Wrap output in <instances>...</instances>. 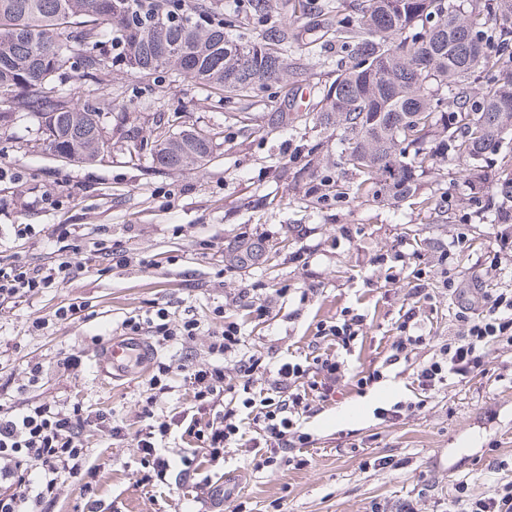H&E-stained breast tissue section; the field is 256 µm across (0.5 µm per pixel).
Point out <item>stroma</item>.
Returning <instances> with one entry per match:
<instances>
[{"label":"stroma","instance_id":"35a3bbf8","mask_svg":"<svg viewBox=\"0 0 512 512\" xmlns=\"http://www.w3.org/2000/svg\"><path fill=\"white\" fill-rule=\"evenodd\" d=\"M288 53L304 67L302 80L288 79L236 105L219 104L212 89L168 70L147 79L115 70L93 89L71 80L62 93L72 103L92 90L109 110L105 150L90 164L52 155L40 118L0 100V255L47 267L66 254L52 236L57 225H77L91 240L104 224L129 256L120 268L98 260L0 309V396L18 406L49 400L106 411L133 433L142 426L140 402L152 369L134 370L109 387L92 368L97 337L118 332L129 316L162 307L173 324L196 319L195 336L157 344L158 358L207 364L219 329L213 310L223 307L225 317L242 326L244 356L262 362L253 383L266 388L281 362L312 353L316 325L346 307L367 316L349 363L357 371L382 365L411 276L406 270L388 276L376 255L414 252L430 266L424 327L436 342L457 330L456 298L441 272L458 288L512 286V238L501 239L499 225L467 222L472 207L457 169L393 205L331 200L312 207L304 201V183H291L288 173L301 167L302 145L317 138L306 131L304 115L317 112L344 50L332 35L304 29ZM281 112L287 123H278ZM165 120L171 132L191 129L212 138L205 165L164 170L137 154L136 137H154ZM445 194L455 200L449 223L421 205ZM45 195L53 205L42 203ZM17 224L32 225L34 235L15 238ZM242 237L265 242L259 264L239 268L230 260L229 243ZM247 288L272 297L267 321L247 317ZM71 303L85 305L86 317L55 320L54 310ZM37 319L44 329H33ZM72 353L81 355V366L65 365ZM427 356L417 350L366 392L350 386L333 401L314 403L303 423L311 435L301 451L306 466L258 473L246 465V448L228 449L212 471L214 481L226 485L224 512H397L407 502L418 512H436L452 475L472 474L478 494L493 479L512 480V384L504 380L512 372V351L492 350L487 375L466 384L448 380L424 399L413 372ZM31 361L42 364L43 376L27 389ZM409 400L421 406L400 419L376 414ZM163 445L172 465L163 483L145 487L129 442L107 448L98 435L88 437L104 512H206L205 496L185 497L192 480L176 463L185 448L180 428ZM379 457L391 458L392 466L374 467ZM495 458L506 466L493 474L488 463Z\"/></svg>","mask_w":512,"mask_h":512}]
</instances>
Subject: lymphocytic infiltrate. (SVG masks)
Wrapping results in <instances>:
<instances>
[{
	"label": "lymphocytic infiltrate",
	"instance_id": "f902f5d3",
	"mask_svg": "<svg viewBox=\"0 0 512 512\" xmlns=\"http://www.w3.org/2000/svg\"><path fill=\"white\" fill-rule=\"evenodd\" d=\"M99 233V247L90 252L76 228L58 225L54 235L67 242L69 256L50 267L1 258L0 304L66 281L96 259L123 263L125 256L113 247L109 228H100ZM426 278L424 268L413 270L409 288L413 305L397 326L398 336L390 345L383 367L350 373L343 355L352 350L365 322L364 314L350 309L316 328V339L332 341L334 351L316 354L306 363H282L273 386L259 391L254 390L250 381L261 367L255 359L239 367L244 377L242 386L231 384L223 362L240 353L244 344L242 329L239 323L225 320L222 308H215L214 314L223 324L214 332L210 348L214 355L222 357V364L199 367L186 359L175 365L162 362L157 366V374L148 381L150 389L159 390L164 376L183 373L193 389L195 408L209 413L204 421L191 418L184 429L191 440L189 452L180 457L184 474L196 478L197 488L212 487L208 466L223 460L226 449L242 440V425L246 422L251 423L254 431L250 440L253 470L273 473L289 462L303 466V459L291 455L293 449L305 447L310 441L309 433L301 429L300 412L313 402L329 400L347 383H354L357 390H366L383 378L386 367L408 359L410 353L420 348L430 350L414 373V382L422 392L435 391L451 378L467 383L484 375L491 348L512 347V288L483 292L481 311L459 306L455 314L457 332L436 345L423 334L419 321L420 309L429 298ZM198 328L193 319L170 325L168 312L163 308L145 318L128 317L121 324L123 333H148L166 341L194 336ZM228 394L233 395L236 405L220 410L219 403ZM155 403V398H146L141 408L144 426L130 438L125 436L122 426L113 424L108 413H91L78 405L67 409L46 401L19 410L0 403V512H51L59 489L72 478L83 485L88 498L87 512H99V502L94 497L98 469L90 463L85 444L90 432L107 440H131L142 465L140 483L154 484L169 467L159 445L171 431L169 421L156 419ZM443 512H512V481L496 482L487 493L477 494L468 477H459L448 491Z\"/></svg>",
	"mask_w": 512,
	"mask_h": 512
}]
</instances>
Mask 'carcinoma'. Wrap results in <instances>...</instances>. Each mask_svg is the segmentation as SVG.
Listing matches in <instances>:
<instances>
[{
  "mask_svg": "<svg viewBox=\"0 0 512 512\" xmlns=\"http://www.w3.org/2000/svg\"><path fill=\"white\" fill-rule=\"evenodd\" d=\"M171 0H0V94L14 110L42 120L60 153L89 163L101 153L105 103L72 104L58 94L72 73L96 84L116 66L142 76L177 72L221 93L227 103L293 73L283 47L294 37L302 0H250L251 14L280 10L279 23L242 41L230 32L237 15L219 17L214 0H178L188 25L156 27L152 16ZM336 38L346 60L324 91L314 127L341 131L338 164L327 173L325 142L304 145L293 173L312 182L306 201L386 203L414 197L428 179L444 180L442 164L458 167L480 224L512 223V176H498L488 195V155L512 133V0H336ZM499 20L489 31V20ZM478 83L476 91L471 84ZM159 168L201 164L212 140L192 130L159 134L136 145ZM240 267L266 253L263 241L230 246Z\"/></svg>",
  "mask_w": 512,
  "mask_h": 512,
  "instance_id": "carcinoma-1",
  "label": "carcinoma"
}]
</instances>
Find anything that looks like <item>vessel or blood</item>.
Segmentation results:
<instances>
[{"label":"vessel or blood","mask_w":512,"mask_h":512,"mask_svg":"<svg viewBox=\"0 0 512 512\" xmlns=\"http://www.w3.org/2000/svg\"><path fill=\"white\" fill-rule=\"evenodd\" d=\"M157 355L151 342L141 336H115L102 342L93 368L102 381L114 382L127 377L133 366H146Z\"/></svg>","instance_id":"1"}]
</instances>
